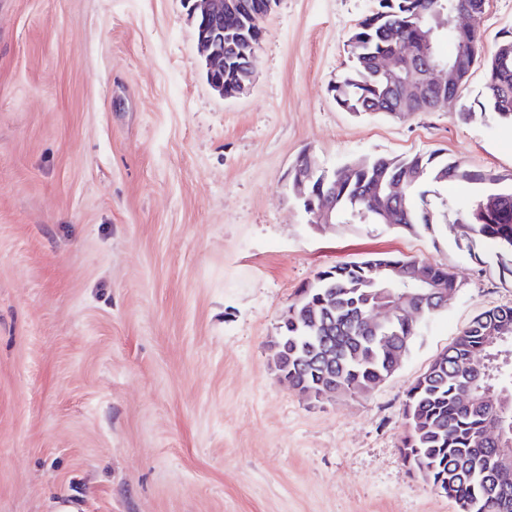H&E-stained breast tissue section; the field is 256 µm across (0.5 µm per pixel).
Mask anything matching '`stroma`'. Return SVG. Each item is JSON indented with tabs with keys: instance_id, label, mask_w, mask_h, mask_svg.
<instances>
[{
	"instance_id": "obj_1",
	"label": "stroma",
	"mask_w": 512,
	"mask_h": 512,
	"mask_svg": "<svg viewBox=\"0 0 512 512\" xmlns=\"http://www.w3.org/2000/svg\"><path fill=\"white\" fill-rule=\"evenodd\" d=\"M373 0H275L251 90L208 85L184 0H0V512H456L401 454L406 392L480 308L492 252L432 228L314 224L302 151L332 170L427 154L512 176V127L340 109ZM492 55L512 0L471 18ZM392 253L461 287L370 393L311 402L268 344L317 271Z\"/></svg>"
}]
</instances>
